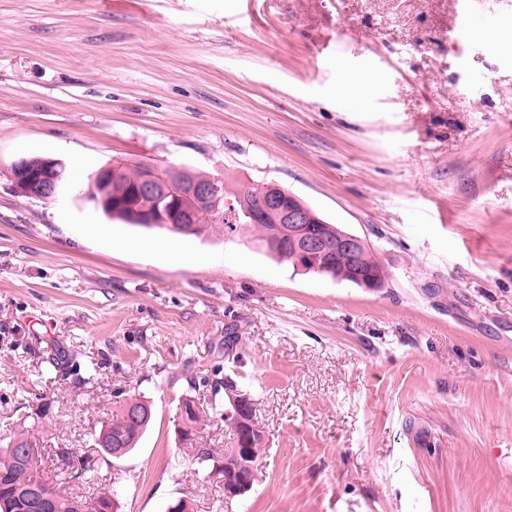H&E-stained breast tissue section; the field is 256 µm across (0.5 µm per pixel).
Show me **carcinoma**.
I'll use <instances>...</instances> for the list:
<instances>
[{
	"instance_id": "1",
	"label": "carcinoma",
	"mask_w": 512,
	"mask_h": 512,
	"mask_svg": "<svg viewBox=\"0 0 512 512\" xmlns=\"http://www.w3.org/2000/svg\"><path fill=\"white\" fill-rule=\"evenodd\" d=\"M142 164L132 166L118 163L103 179L94 177V173L87 175V187L82 190L89 202L99 198L112 200V209H104L102 213L112 219H119L126 224L141 227L143 222L140 216H162L170 210L171 198L161 195H145L139 192L138 184L141 178ZM164 175L173 183L199 182L204 183L214 175L208 172L192 169L163 168ZM224 200L229 202L226 210L233 214V220L225 218L216 221L209 220L198 224H154L151 230H161L178 236H198L207 227L220 225L224 231L231 235L243 232H254L258 241L279 261L287 263L292 269H297V253L294 243L285 235L279 221L272 215L257 219L253 218L257 203L263 196L270 194L272 184L255 182H238L231 184L222 179L219 181ZM318 222L311 224V231L318 234L326 243L327 249L314 257L308 265V272L325 275L331 278L341 277L350 280V273L356 272L363 276L374 275L379 283L386 281V273L380 264L373 261L372 251L360 253L355 257L336 250V239L345 233L341 227L327 222L322 216H317ZM139 408L141 413L135 417L130 409ZM185 425L183 440L186 447L193 448L195 426L200 422V416L194 405L190 402L184 406ZM152 419V404L143 397L133 403L130 398L118 407L111 420L102 426L96 437V445L107 455L112 454L114 448H124L126 452L135 449L139 439ZM233 436L230 447L224 449V477L232 484L239 481V476L245 472V465L256 466L260 456L265 452L262 441L256 440L251 446H246V427L242 422L227 424ZM29 448L32 455L27 460L19 457V449ZM39 457L38 449L33 447L24 433H15L8 437L5 446L0 448V512H37L31 504L19 494V488L29 482L38 481L36 475V460ZM50 499L45 505L49 512H82L87 501L80 497H64L52 487H47Z\"/></svg>"
}]
</instances>
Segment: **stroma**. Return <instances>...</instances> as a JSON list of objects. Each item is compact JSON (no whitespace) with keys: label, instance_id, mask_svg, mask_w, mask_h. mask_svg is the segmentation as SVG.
Here are the masks:
<instances>
[{"label":"stroma","instance_id":"35a3bbf8","mask_svg":"<svg viewBox=\"0 0 512 512\" xmlns=\"http://www.w3.org/2000/svg\"><path fill=\"white\" fill-rule=\"evenodd\" d=\"M476 35L457 39L464 16ZM512 0H0V439L119 512H512ZM284 187L367 241L368 289L258 242L17 194L18 157ZM238 341L225 350L224 336ZM69 355L66 373L49 364ZM234 379L266 432L252 489L214 468ZM153 419L121 458L120 401ZM76 453L62 461L60 449ZM139 400L132 403L130 398ZM132 408H141L138 417H134L130 413ZM152 419V404L149 401L136 395H129L125 401L118 407L115 414L113 413L111 420L103 425L98 436L96 437V445L101 451L115 458H120L135 449L139 439L144 433ZM113 448H126L123 450L113 451ZM184 417H185V425L188 427L187 429L183 430V440L185 441L186 447L192 449L193 451H196V454H194L192 457L194 458L195 462L199 465H203L205 463H208L210 461L215 462L217 459L213 450H204L201 448H193L192 441L194 432H195V426L200 422V416L198 414V411L195 409L194 405L190 402H186L184 406Z\"/></svg>","mask_w":512,"mask_h":512}]
</instances>
